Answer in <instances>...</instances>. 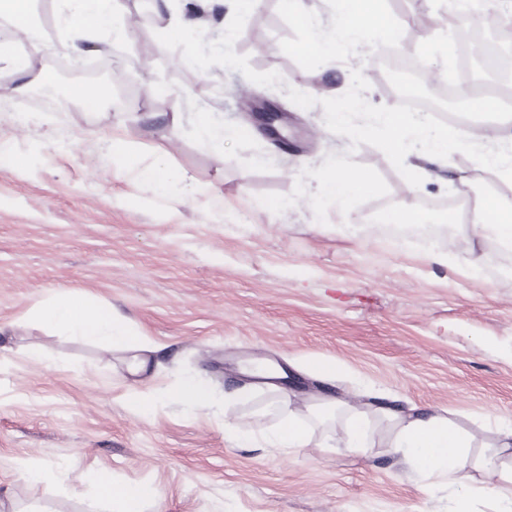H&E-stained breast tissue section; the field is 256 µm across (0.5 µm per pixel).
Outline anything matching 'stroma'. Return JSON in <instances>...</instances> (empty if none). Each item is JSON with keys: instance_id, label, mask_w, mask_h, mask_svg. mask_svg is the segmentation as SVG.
Here are the masks:
<instances>
[{"instance_id": "stroma-1", "label": "stroma", "mask_w": 512, "mask_h": 512, "mask_svg": "<svg viewBox=\"0 0 512 512\" xmlns=\"http://www.w3.org/2000/svg\"><path fill=\"white\" fill-rule=\"evenodd\" d=\"M455 10V0H380L391 35L370 33L363 47L342 41L316 58L284 0L249 10L219 0L192 32L171 34L176 5L158 16L149 59L133 27L92 34L123 64L93 77L107 106L88 112L68 98L80 78L61 65L73 54L62 4L35 0L43 37L13 43L27 67L0 90V150L24 161L20 169L0 161V337L8 345L0 352V512H103L94 497L100 473L156 489L150 512H449L447 491L423 487L391 453L393 431L367 403L359 408L375 446L366 455L345 448L346 416L314 417L312 397L324 384L309 367L337 363L334 391L346 400L385 392L406 407L447 411L475 456L494 444L496 418L512 420V267L484 242L483 265L462 275L471 250L448 246L465 237L462 222L419 211L461 181L485 195L482 159L449 154L437 178L416 140L393 154L377 128L349 137L335 122L350 102L354 126L376 127L392 111L373 58L404 46L424 15L433 24L417 58L453 81L451 107L498 84L478 46L469 77L445 69L456 40L446 17ZM181 56L194 67H178ZM47 72L59 105L48 118L19 121ZM258 96L287 111L285 140L251 119ZM209 115L243 136L213 149L198 134ZM330 158L367 174L372 190L340 204L322 196ZM160 161L174 175L164 188L138 176ZM370 210L379 223L360 222ZM402 210L416 219L388 222ZM439 252L447 264L427 261ZM56 291L93 297L158 345L145 371L131 375L124 353L38 322L33 309ZM33 349L43 361L30 358ZM248 362L289 377L274 390L246 381ZM188 376L209 388L206 408L167 397ZM134 389L154 399L152 411L135 407ZM288 412L312 432L297 452L270 442ZM228 416L246 424L248 441L225 428ZM22 459L43 479L18 472ZM511 473L507 455L498 472L472 471L474 512H492Z\"/></svg>"}]
</instances>
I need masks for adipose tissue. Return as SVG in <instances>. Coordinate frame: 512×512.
<instances>
[{"label": "adipose tissue", "mask_w": 512, "mask_h": 512, "mask_svg": "<svg viewBox=\"0 0 512 512\" xmlns=\"http://www.w3.org/2000/svg\"><path fill=\"white\" fill-rule=\"evenodd\" d=\"M68 29L74 51H82L88 32L112 28L121 31L124 24L122 0H63ZM378 0H339L335 33H327L313 24L305 0H288L294 16L310 25L309 48L326 55L334 52L337 37L355 40L368 34L377 20ZM380 122L389 135L383 142L387 152L399 150L406 129H413L416 139L426 149L428 163L437 164L449 153L460 149H477L486 165L501 166L512 161V151L486 146L484 136L471 131L432 127L412 121L401 112H385ZM369 177L361 172L347 171L338 163L329 164L322 175V190L340 201L369 188ZM468 230L476 241L490 238L500 246L512 249V200L493 198L477 205ZM38 317L45 322H61L66 335L104 342L110 349L128 353V369L132 374L144 371L146 352L151 341L136 334L127 321L96 301L75 294L58 293L41 301ZM374 408L379 417L394 429L389 441L393 455L399 457L422 482L433 485L446 475L454 476L456 484L469 478L470 470L493 468L500 462L501 450L512 448V421L502 424L496 451L472 457L469 442L457 432L443 413L419 408H406L391 395L379 396ZM105 512H145L147 503L155 499L154 489L142 485H112L106 475L97 477Z\"/></svg>", "instance_id": "1"}]
</instances>
